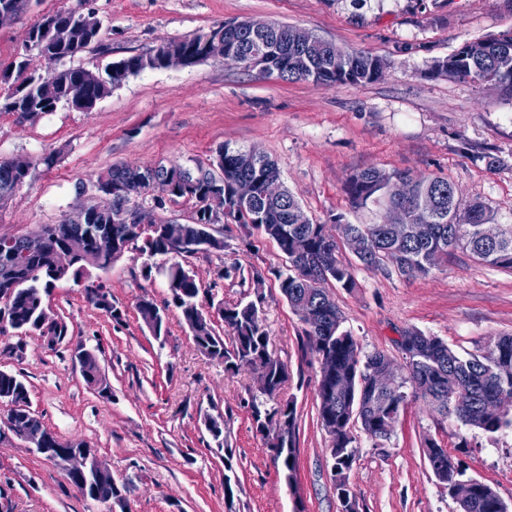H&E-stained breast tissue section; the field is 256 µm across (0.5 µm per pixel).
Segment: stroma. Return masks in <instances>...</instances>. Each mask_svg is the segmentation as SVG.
Returning <instances> with one entry per match:
<instances>
[{
    "label": "stroma",
    "instance_id": "stroma-1",
    "mask_svg": "<svg viewBox=\"0 0 512 512\" xmlns=\"http://www.w3.org/2000/svg\"><path fill=\"white\" fill-rule=\"evenodd\" d=\"M74 0H41L0 27V62L21 52L42 14ZM102 23L100 47L71 66L104 67L159 44L230 19L296 26L348 51H368L387 67L363 86L320 87L285 82L218 60L129 76L87 112L58 107L33 121L0 114V158L27 156L25 182L0 203V235H23L57 224L84 201L80 183L116 165H192L213 158L224 143L253 146L277 164L284 186L312 223L369 224L373 212L354 209L344 185L376 167L413 177L440 176L462 203L482 201L498 224H512V93L434 74L435 61L463 43L512 30V0H91ZM502 158L496 168L476 153ZM54 155L53 166L42 159ZM219 230L223 253L184 258L203 288L233 304L253 296L252 269L278 266L275 242L247 236L240 225ZM144 258L128 251L105 271H93L122 313L114 320L84 299L81 284L57 283L48 304L68 327L48 347L38 334H0V369L28 382L32 411L54 433L82 440L106 462L121 491L111 506L84 497L62 470L14 436L0 440V512H292L301 495L309 512H341L318 421L316 360L303 347V325L266 281L263 322L273 351L288 365L282 398L299 414L298 492L290 494L247 408L253 383L202 355L176 309L166 308L162 276L145 279ZM235 263L242 274L218 281L216 267ZM353 291L332 289L344 329L363 352H384L395 376L405 373L396 341L415 327L462 355L485 353L512 335V271L454 251L428 274L405 277L355 265ZM165 306L166 336L143 323L137 304ZM22 343L19 355L7 348ZM98 350L111 399L85 383L72 351ZM224 419L239 485L224 495V454L201 423ZM357 457L348 483L360 512H459L433 476L426 439L463 459L468 477L492 486L512 510V430L495 434L441 420L408 399L389 439L376 442L353 425Z\"/></svg>",
    "mask_w": 512,
    "mask_h": 512
}]
</instances>
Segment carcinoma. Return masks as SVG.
Listing matches in <instances>:
<instances>
[{"instance_id": "obj_1", "label": "carcinoma", "mask_w": 512, "mask_h": 512, "mask_svg": "<svg viewBox=\"0 0 512 512\" xmlns=\"http://www.w3.org/2000/svg\"><path fill=\"white\" fill-rule=\"evenodd\" d=\"M90 7V0H76L74 6L46 14L26 32L24 48L36 51L44 62L51 65L60 59H71L99 42L101 27L83 26L82 12ZM210 31H199L181 39L166 42L190 57L206 55ZM233 46L245 53L260 49L245 27H239ZM334 50L347 59V71L332 76L323 69V49ZM313 68L319 72L321 85L359 86L379 79L386 67L385 61L370 52L346 51L333 43L322 41L320 46L306 50ZM24 57L15 59L0 68V112H12L18 117L30 111L49 114L61 104L69 103L75 94L80 100L75 106L90 110L96 102L109 96L115 86L116 75L139 73L161 68V58L151 52L135 54L118 62H110L95 71L83 67H61L49 82L34 75L20 79V72L28 68ZM433 72L446 73L464 83L494 85L512 92V32L489 36L464 43L447 59L434 63ZM242 147L227 149L220 146L212 164L224 171L221 194L231 199L233 183L245 176L261 178L267 167L245 164ZM402 176L399 171L387 172L378 168L359 170L348 178L344 190L357 209L370 206L386 209L397 205L391 191L393 182ZM28 174L15 171L6 160H0V202L8 199L24 183ZM137 172L132 167L113 166L90 182L91 190L115 186L121 181L130 185L138 199L148 194L146 185L136 182ZM415 191L420 196L434 197L432 214L416 216L412 223L423 226L417 236L413 228L390 230L385 224H352L350 228L366 238L369 258L356 256L366 267L383 271L391 269L410 277L425 274L448 253L461 249L477 260L492 267L512 270V224L502 225L501 238L496 243L480 236V227L492 222L493 215L481 201L462 204L456 197L452 184L439 176L416 179ZM213 193L209 179L195 185L175 183L173 197L195 202V212L187 224L189 234H194L200 224L208 222L204 202ZM300 208L293 195L288 201L260 203L239 213L236 223L245 230L255 226L273 240L280 252L288 257V268H270L288 305L300 312L311 307V316L300 318L305 337L310 331L324 337L321 346L308 344L310 353L319 365L316 389L318 418L330 437L329 453L333 461L336 495L341 501L354 498L347 487V472L356 458L353 422L373 440H386L407 401L404 388L411 387L413 397L422 402L441 419L453 416L462 424L494 434L512 428V417L501 414L489 416L484 412L487 403L500 393L512 396V336H501L484 355L461 356L437 336L411 328L402 333L397 341L405 356L407 373L387 392H377L372 386L374 374L380 365L390 363L379 351L361 354L352 333L343 329L341 311L333 300L328 286L347 291L356 287L352 263L341 258L338 246L327 245L322 224H299L294 209ZM117 213L106 209H92L83 224H46L40 231L53 237L57 246L72 232L81 231L92 236L100 230H115L128 235L129 249L152 258L166 254V243L159 224L137 231V225L116 223ZM8 251H0V283L9 281L12 293L0 296V311L6 315L5 323L20 333L44 334L49 329L54 335H68V327L61 321L45 322L49 312L46 297L59 279L51 275L50 253L37 257L21 254L7 259ZM116 261L113 256H90L72 268L65 277L78 280L84 277L86 268L106 270ZM169 290L166 305L180 310L184 321L190 323L189 331L197 348L204 355L224 362L227 370L237 371L241 366L254 367V388L249 390L247 402L253 426L263 433L266 423L281 420L288 426L292 449L273 455V462L281 473H297L298 448L296 444L297 412L292 399L280 400L279 393L288 379V365L277 358H269V336L260 317L263 295L255 292V298L223 305L221 320L225 335L216 332L212 320L199 302L201 285L196 276L183 265L174 261L162 269ZM86 301L105 311L112 319H121V312L112 301L101 300L84 289ZM144 324L155 337L165 335L164 316L152 301L143 300L138 306ZM80 372L87 383L102 397L112 395L110 384L102 374L98 356L88 352L79 360ZM0 403L9 405L5 418H0V435L4 430L28 423L47 437V447L68 448L71 441L63 440L47 431L42 420L30 410L29 391L25 382L16 374L0 369ZM426 458L434 477L448 490L463 482L471 483V498L460 502L461 512H508L507 505L488 484L466 476V468L454 459L434 440L425 441ZM233 454L224 455V493L231 498L233 487L238 485L232 463ZM67 480L82 495L101 503H110L120 496V490L108 475L102 481L88 484L76 476Z\"/></svg>"}]
</instances>
